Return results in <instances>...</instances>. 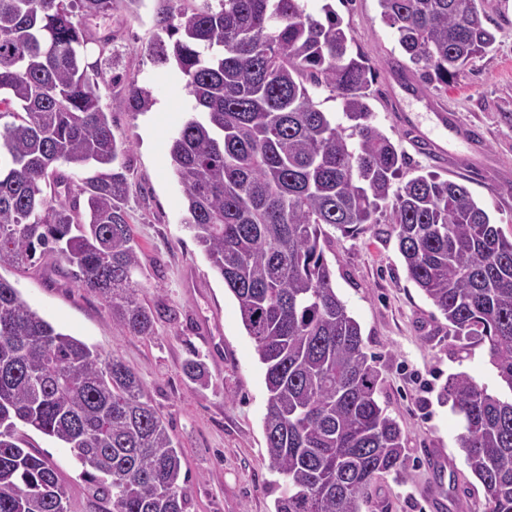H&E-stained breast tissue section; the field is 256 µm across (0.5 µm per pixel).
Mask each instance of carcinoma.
<instances>
[{"label":"carcinoma","mask_w":512,"mask_h":512,"mask_svg":"<svg viewBox=\"0 0 512 512\" xmlns=\"http://www.w3.org/2000/svg\"><path fill=\"white\" fill-rule=\"evenodd\" d=\"M142 0H0V268L35 256L67 267L122 335H156L129 222L127 144L103 91L132 112L152 91L119 74L101 86L86 21ZM419 77L448 83L495 42L479 0H379ZM203 0L157 20L194 101L171 139L186 218L238 302L265 368L263 428L282 477L274 512H362L377 479H405L401 429L360 324L336 294L324 226L355 236L389 210L407 277L455 336L488 343L496 395L467 375L446 394L484 512H512V239L467 187L436 174L400 180L405 157L372 121L375 68L327 5ZM340 100L344 128L311 90ZM203 384L205 365L184 363ZM61 442L99 512H187L182 452L137 374L33 310L0 276V512H68L55 467L22 428Z\"/></svg>","instance_id":"obj_1"}]
</instances>
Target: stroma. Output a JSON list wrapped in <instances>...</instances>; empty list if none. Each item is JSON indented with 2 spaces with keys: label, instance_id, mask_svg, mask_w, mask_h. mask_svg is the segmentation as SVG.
<instances>
[{
  "label": "stroma",
  "instance_id": "stroma-1",
  "mask_svg": "<svg viewBox=\"0 0 512 512\" xmlns=\"http://www.w3.org/2000/svg\"><path fill=\"white\" fill-rule=\"evenodd\" d=\"M327 4L377 70L369 101L373 122L404 153L403 179L434 170L440 178L464 181L511 239L512 0L482 2L496 36L491 52L448 88L426 86L421 95L404 99L405 111L424 129L434 127V103L449 109L457 124L480 128L482 148L468 149L456 139L447 144L449 152L467 154V166L442 169L417 153L394 121L390 101L399 90L397 67H404L406 79L418 75L396 30L382 20L378 0H305L307 11L318 17ZM176 6V0H142L137 12L120 8L110 19L87 23L93 40L111 37L117 71L150 87L157 103L149 111L132 112L122 94L107 101L113 131L129 146L130 222L140 247L145 299L163 310L155 336L119 335L98 296L77 288L63 273L47 272L44 262L22 272L5 268L0 276L59 329L102 352L117 353L137 373L182 451L189 512H274L279 492L268 468L263 429L264 369L235 297L184 227L183 189L169 157V139L187 119L192 99L174 64L159 62L152 47L161 34L158 13ZM325 232L336 293L359 322L376 361L377 399L402 429L409 473L403 481L383 475L362 512H432L433 496L443 502L440 512H481L482 486L457 445L462 419L441 391L449 375L464 373L490 392H501L487 344L452 336L440 311L408 279L388 213L379 212L376 223L353 237L330 226ZM193 354L208 369V387L191 383L183 372ZM26 445L58 469L68 512H98L69 449L34 430L27 431ZM429 448L447 450L450 473L441 476L428 467L424 452Z\"/></svg>",
  "mask_w": 512,
  "mask_h": 512
}]
</instances>
